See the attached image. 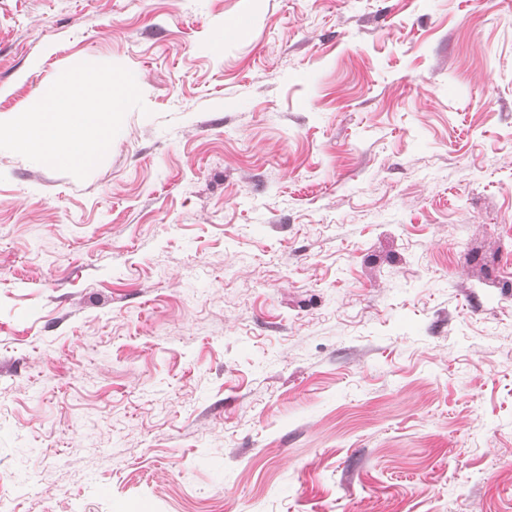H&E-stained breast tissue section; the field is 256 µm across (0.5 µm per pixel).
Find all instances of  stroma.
Returning <instances> with one entry per match:
<instances>
[{
  "mask_svg": "<svg viewBox=\"0 0 512 512\" xmlns=\"http://www.w3.org/2000/svg\"><path fill=\"white\" fill-rule=\"evenodd\" d=\"M81 62L146 108L0 150L10 512H512V0H0V121Z\"/></svg>",
  "mask_w": 512,
  "mask_h": 512,
  "instance_id": "obj_1",
  "label": "stroma"
}]
</instances>
